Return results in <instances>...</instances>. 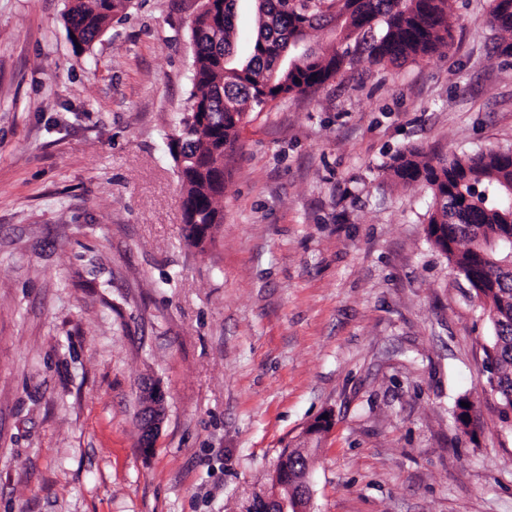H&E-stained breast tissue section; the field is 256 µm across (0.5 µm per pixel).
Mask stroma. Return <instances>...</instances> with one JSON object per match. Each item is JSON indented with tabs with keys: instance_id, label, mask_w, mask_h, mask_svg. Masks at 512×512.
I'll return each instance as SVG.
<instances>
[{
	"instance_id": "stroma-1",
	"label": "stroma",
	"mask_w": 512,
	"mask_h": 512,
	"mask_svg": "<svg viewBox=\"0 0 512 512\" xmlns=\"http://www.w3.org/2000/svg\"><path fill=\"white\" fill-rule=\"evenodd\" d=\"M68 3L0 0V512H255L325 414L311 512H512L489 322L426 236L430 189L388 168L512 149L491 0H453L430 56L246 113L202 250L167 137L203 0H131L80 56ZM141 448H151L166 416V395L158 384L146 383L139 393Z\"/></svg>"
}]
</instances>
